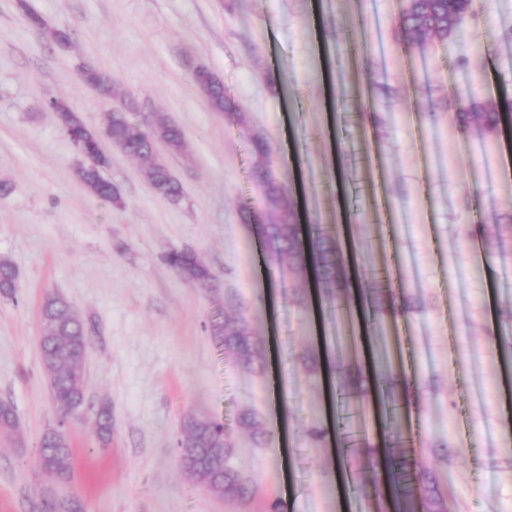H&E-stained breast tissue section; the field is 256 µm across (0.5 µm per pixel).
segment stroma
I'll return each instance as SVG.
<instances>
[{
	"label": "stroma",
	"instance_id": "obj_1",
	"mask_svg": "<svg viewBox=\"0 0 512 512\" xmlns=\"http://www.w3.org/2000/svg\"><path fill=\"white\" fill-rule=\"evenodd\" d=\"M404 0H0V258L16 268L18 301L0 298V400L19 433H0V512H35L43 490L78 495L84 512H367L387 482L376 467H343L308 428L398 445L426 473L416 512H512V412L499 353L512 345V125L466 128L460 102L512 103V0H472L450 42L401 46ZM68 32L60 46L26 11ZM94 60L114 98L81 81ZM224 83V112L191 80L197 66ZM132 96L138 118L161 113L186 133L183 153H158L183 188L173 203L141 163L110 148L106 177L120 200L82 183L78 155L48 106L63 100L90 127ZM375 113L376 122L364 120ZM296 204L299 223L353 237L346 280L378 295L381 315L358 326L338 313L341 342L322 355L327 321L311 275L265 263L248 212L265 209L252 141ZM498 226L475 237L488 210ZM194 251L210 281L185 280L164 260ZM93 324L86 400L67 425L69 482L45 485L36 446L57 410L38 336L47 295ZM244 317L267 344L268 371L249 372L213 336V320ZM392 338L391 370L411 391L397 419L371 407L323 408L328 360L358 374L364 332ZM112 407V441L94 434ZM253 408L270 439L238 425ZM217 418L232 466L256 492L226 499L192 482L176 457L186 416Z\"/></svg>",
	"mask_w": 512,
	"mask_h": 512
}]
</instances>
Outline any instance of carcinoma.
<instances>
[{
	"label": "carcinoma",
	"instance_id": "carcinoma-1",
	"mask_svg": "<svg viewBox=\"0 0 512 512\" xmlns=\"http://www.w3.org/2000/svg\"><path fill=\"white\" fill-rule=\"evenodd\" d=\"M471 6V0H408L402 20L403 43L409 47L418 40L431 37L450 40L454 37L463 16ZM88 80L96 84L103 96L112 92V78L98 68L91 69ZM193 83L207 99L213 111L221 113L225 108L224 84L210 70L203 68L192 77ZM130 108L112 110L107 123L108 137L118 142L130 156L147 161L155 154V138H161L168 150L180 153L186 147L183 130L167 116L157 113L156 122L148 130L129 115ZM461 121L473 118L494 132L499 128L498 112H473L460 110ZM77 142L96 157L101 152L102 135L97 128L85 126ZM257 157L253 177L265 187L267 215L256 216V234L263 246L265 259L271 264L288 265L301 272L311 265L314 268L317 287L323 294L332 296L337 285V274L342 268L336 258V243L321 229L306 236L302 225L295 222L294 208L288 193L278 181L268 160L269 146L264 138L257 137L253 144ZM151 183L157 194L178 201L182 187L169 168L158 159L148 168ZM80 177L88 190L108 202L118 200L117 189L100 171V167H85ZM168 264L186 280L204 285L210 279L208 268L198 256L188 250L172 251ZM18 295V275L14 266L0 259V297L15 300ZM214 335L224 341V348L244 368L262 372L266 367L263 340L252 335L244 317L235 322L214 321ZM89 323L80 318L70 304L60 296H49L41 307V333L38 346L44 372L55 402L58 418L65 420L81 408L85 402L83 363L88 344ZM241 427L250 430L255 439L264 436V428L252 410L239 416ZM19 429L14 405L0 400V430L12 432ZM95 435L104 444L112 440L111 408H99L95 420ZM178 458L186 474L219 496L242 497L252 491L251 482L239 472L226 467L224 461L234 452L226 438L224 425L217 419L199 420L191 417L184 426V434L177 441ZM38 458L45 477L54 483H64L71 478L72 448L64 428L48 430L38 445ZM37 512H83L81 500L76 496L42 497Z\"/></svg>",
	"mask_w": 512,
	"mask_h": 512
}]
</instances>
